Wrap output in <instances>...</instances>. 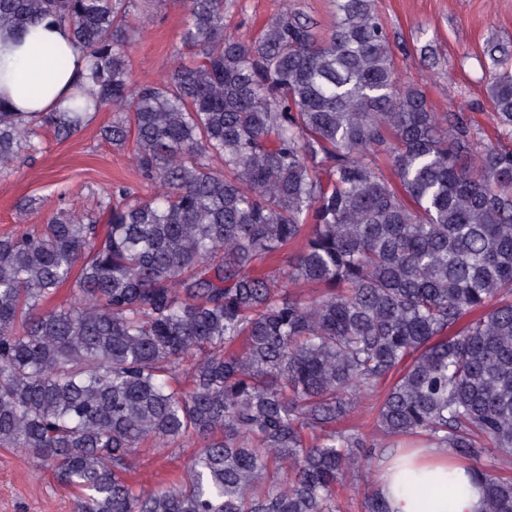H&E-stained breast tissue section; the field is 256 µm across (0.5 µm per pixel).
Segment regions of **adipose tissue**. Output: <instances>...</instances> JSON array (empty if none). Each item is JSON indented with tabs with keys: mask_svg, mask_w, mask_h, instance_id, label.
Wrapping results in <instances>:
<instances>
[{
	"mask_svg": "<svg viewBox=\"0 0 512 512\" xmlns=\"http://www.w3.org/2000/svg\"><path fill=\"white\" fill-rule=\"evenodd\" d=\"M67 66H59L57 55ZM84 68V54L69 30L39 24L26 33L0 30V97L16 112H49L64 105L71 86ZM414 464L399 465L388 457L375 487L390 512H480L482 490L472 469L450 461L444 448L416 450ZM436 485V492L421 499L417 491Z\"/></svg>",
	"mask_w": 512,
	"mask_h": 512,
	"instance_id": "obj_1",
	"label": "adipose tissue"
}]
</instances>
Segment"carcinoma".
Returning <instances> with one entry per match:
<instances>
[{"instance_id": "cac0c4a2", "label": "carcinoma", "mask_w": 512, "mask_h": 512, "mask_svg": "<svg viewBox=\"0 0 512 512\" xmlns=\"http://www.w3.org/2000/svg\"><path fill=\"white\" fill-rule=\"evenodd\" d=\"M183 4L190 61L140 83L134 0H0V29L63 23L85 57L67 106L0 102V172L86 127L92 91L152 189L0 236V445L87 491L81 512H337L368 465L343 423L385 383L381 435L511 458L512 149L400 85L374 0H334L324 36L286 11L250 38L224 0ZM508 61L488 95L512 136ZM194 436L180 483H128L140 449ZM474 473L482 512H512V481ZM363 508L389 512L370 488Z\"/></svg>"}]
</instances>
